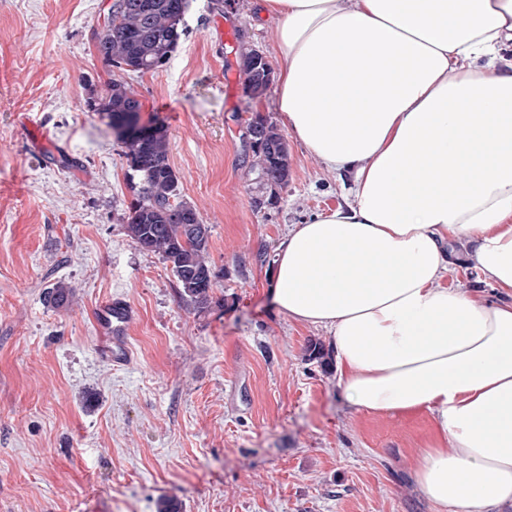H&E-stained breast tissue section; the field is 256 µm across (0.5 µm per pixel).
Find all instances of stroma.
<instances>
[{
    "mask_svg": "<svg viewBox=\"0 0 512 512\" xmlns=\"http://www.w3.org/2000/svg\"><path fill=\"white\" fill-rule=\"evenodd\" d=\"M111 2L0 0V512H434L413 478L429 413L352 406L333 363L307 357L326 331L269 297L288 229L352 184L292 136L274 197L243 162L248 121L280 116L275 89L245 92L239 52L274 60V25L253 0H190L169 61L124 76L210 226L219 304L199 312L171 264L126 237L138 183L85 104L84 80L107 79L92 32ZM473 247L454 243L447 284L495 300ZM60 280L72 298L55 308ZM110 298L134 310L122 366L96 353Z\"/></svg>",
    "mask_w": 512,
    "mask_h": 512,
    "instance_id": "35a3bbf8",
    "label": "stroma"
}]
</instances>
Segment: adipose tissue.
<instances>
[{
    "instance_id": "adipose-tissue-1",
    "label": "adipose tissue",
    "mask_w": 512,
    "mask_h": 512,
    "mask_svg": "<svg viewBox=\"0 0 512 512\" xmlns=\"http://www.w3.org/2000/svg\"><path fill=\"white\" fill-rule=\"evenodd\" d=\"M276 22L283 124L344 208L290 227L270 295L324 328L360 410L428 412L414 479L436 512L512 507V0H259ZM501 294L445 281L450 248Z\"/></svg>"
}]
</instances>
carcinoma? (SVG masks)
Returning a JSON list of instances; mask_svg holds the SVG:
<instances>
[{
  "mask_svg": "<svg viewBox=\"0 0 512 512\" xmlns=\"http://www.w3.org/2000/svg\"><path fill=\"white\" fill-rule=\"evenodd\" d=\"M188 0H113L103 25L94 31V47L102 67L112 70L154 72L170 59L183 35ZM239 66L245 89L263 93L272 70L256 50L240 52ZM112 130H117L141 103L133 88L121 78H109L99 90L91 87L86 99ZM122 155L139 179L138 196L126 206V235L142 250L158 253L172 264L182 288V298L201 311L213 300L216 274L207 261L210 228L199 212L180 195L179 176L170 164L167 128L158 125L149 135H116ZM244 162L259 173L263 185L273 189L291 174L288 147L277 126L258 115L247 123ZM70 286L59 281L47 289L56 307L69 303Z\"/></svg>",
  "mask_w": 512,
  "mask_h": 512,
  "instance_id": "obj_1",
  "label": "carcinoma"
}]
</instances>
